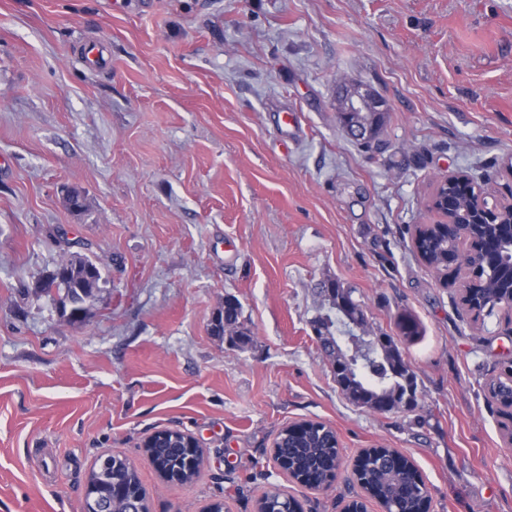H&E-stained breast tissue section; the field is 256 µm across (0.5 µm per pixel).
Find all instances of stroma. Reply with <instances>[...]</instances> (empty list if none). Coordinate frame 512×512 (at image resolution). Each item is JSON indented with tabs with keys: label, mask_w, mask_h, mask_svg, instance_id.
Masks as SVG:
<instances>
[{
	"label": "stroma",
	"mask_w": 512,
	"mask_h": 512,
	"mask_svg": "<svg viewBox=\"0 0 512 512\" xmlns=\"http://www.w3.org/2000/svg\"><path fill=\"white\" fill-rule=\"evenodd\" d=\"M91 42L106 65L86 64ZM346 86L384 102V153L340 127ZM456 172L512 197V0H0V512H83L109 454L148 512H257L274 485L342 512L367 448L413 461L429 512H512V417L488 393L512 315L470 320L412 245ZM66 251L103 266L82 325L35 292ZM334 285L399 347L413 407L337 385L314 332ZM228 297L247 343L210 331ZM302 420L336 432L331 488L273 461ZM165 429L203 450L191 482L166 484L142 448Z\"/></svg>",
	"instance_id": "1"
}]
</instances>
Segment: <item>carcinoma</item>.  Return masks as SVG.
Instances as JSON below:
<instances>
[{
    "label": "carcinoma",
    "instance_id": "obj_1",
    "mask_svg": "<svg viewBox=\"0 0 512 512\" xmlns=\"http://www.w3.org/2000/svg\"><path fill=\"white\" fill-rule=\"evenodd\" d=\"M374 126V142L367 148L380 153L385 149V143L380 138L383 127L387 122L385 114L366 116ZM415 237L417 248L422 252L427 266L436 270L448 269V251L461 254L465 265L478 279L489 277V271L470 250L460 253L458 244L448 245V241L438 229L433 227L417 228ZM72 273L68 277L57 279V272H52L49 279L56 288V305L65 314L76 309V305L84 302L85 297L95 294L104 282L100 262L81 255H68ZM482 303L474 311V318L486 314L492 315L495 309L502 305L497 290L493 287L482 289ZM223 321L219 323L215 335L222 336L226 330L238 333V341L244 343L250 340L249 330L240 322L241 307L234 298H228L224 309L220 310ZM333 320H316L314 329L325 353L333 364L339 359L329 350L333 338L331 327ZM382 355L355 373L344 366L335 374L336 383L342 385V392L354 403L362 406H372L381 412L392 411L401 405L408 407L416 402V382L410 367L404 362L402 355L391 337L382 336ZM489 391L492 398L501 406L508 407L512 401V366L502 376L491 381ZM339 453L336 433L327 425L318 421H310L302 433L289 439V444L277 449V455L288 461L289 465L305 468L315 461H324L336 457ZM149 455L153 460H159L163 468L186 476L192 481L199 472L200 452L189 448H151ZM361 478L372 490L374 498L385 509V512H396L407 504L422 497L424 485L414 481L410 476V466L391 456L385 448L367 452L363 460ZM125 486L132 492L146 498L135 468L126 463L125 459L112 457V470L102 478L99 493L104 500L112 498V486ZM299 506L298 500L279 489L267 491L258 503V512L266 509H276L278 512H294Z\"/></svg>",
    "mask_w": 512,
    "mask_h": 512
}]
</instances>
